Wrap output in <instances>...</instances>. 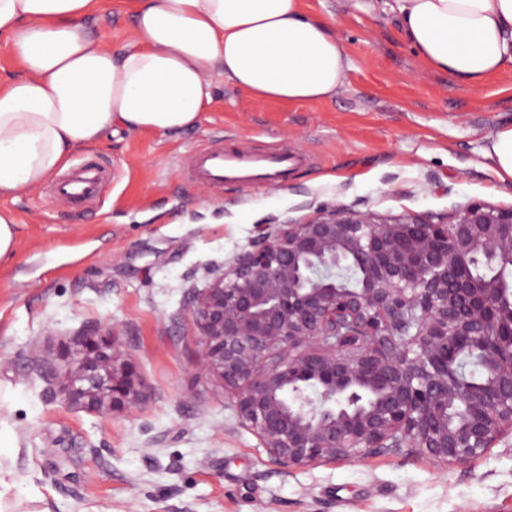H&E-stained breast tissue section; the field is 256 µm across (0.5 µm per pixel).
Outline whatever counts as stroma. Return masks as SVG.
<instances>
[{"label": "stroma", "mask_w": 512, "mask_h": 512, "mask_svg": "<svg viewBox=\"0 0 512 512\" xmlns=\"http://www.w3.org/2000/svg\"><path fill=\"white\" fill-rule=\"evenodd\" d=\"M119 0L90 33L122 45ZM329 19L352 68L312 104L246 96L216 81L200 123L177 135L119 131L75 151L108 184L74 207L48 182L0 198L21 242L0 266V512H512V437L466 470L408 451L285 470L238 423L233 396L201 373L194 292L208 287L257 225L322 204L399 215L512 206L484 150L512 123V70L473 91L427 69L370 0H303ZM243 150L276 146L300 166L261 187L189 184L183 166L216 134ZM115 326L147 391L130 413L97 415L45 392L37 359L84 326Z\"/></svg>", "instance_id": "35a3bbf8"}]
</instances>
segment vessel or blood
I'll return each instance as SVG.
<instances>
[{
	"label": "vessel or blood",
	"mask_w": 512,
	"mask_h": 512,
	"mask_svg": "<svg viewBox=\"0 0 512 512\" xmlns=\"http://www.w3.org/2000/svg\"><path fill=\"white\" fill-rule=\"evenodd\" d=\"M297 155L273 148L245 151L224 147L220 142L200 145L193 154L189 178L215 187L224 185H263L280 179L298 165ZM92 176H79L62 182L60 197L71 200L100 193Z\"/></svg>",
	"instance_id": "vessel-or-blood-1"
}]
</instances>
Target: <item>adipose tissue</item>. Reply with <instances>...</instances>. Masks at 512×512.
<instances>
[{
  "label": "adipose tissue",
  "instance_id": "obj_1",
  "mask_svg": "<svg viewBox=\"0 0 512 512\" xmlns=\"http://www.w3.org/2000/svg\"><path fill=\"white\" fill-rule=\"evenodd\" d=\"M432 71L473 90L512 69V0H373ZM99 0H0V42L23 72L0 74V197L61 174L115 127L197 126L215 78L256 98L318 102L351 60L303 0H132L120 48L82 25Z\"/></svg>",
  "mask_w": 512,
  "mask_h": 512
}]
</instances>
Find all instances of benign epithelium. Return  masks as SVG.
Listing matches in <instances>:
<instances>
[{
  "label": "benign epithelium",
  "mask_w": 512,
  "mask_h": 512,
  "mask_svg": "<svg viewBox=\"0 0 512 512\" xmlns=\"http://www.w3.org/2000/svg\"><path fill=\"white\" fill-rule=\"evenodd\" d=\"M343 267L358 286L336 280ZM189 317L201 372L290 470L400 448L465 469L512 435V206L392 216L323 204L262 224ZM119 336L97 326L65 349L67 402L114 415L145 399ZM463 350L484 382L456 375ZM356 391L367 402L354 405Z\"/></svg>",
  "instance_id": "1"
}]
</instances>
